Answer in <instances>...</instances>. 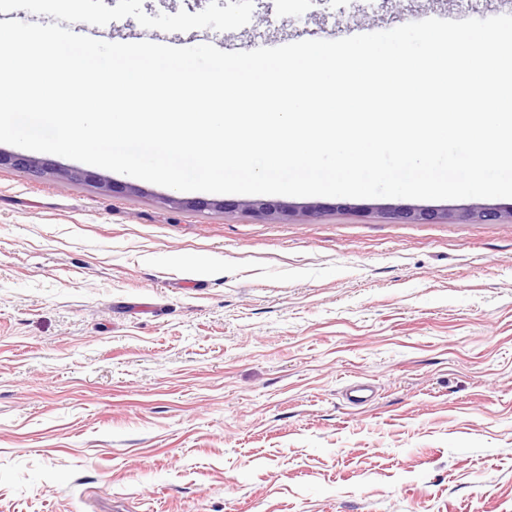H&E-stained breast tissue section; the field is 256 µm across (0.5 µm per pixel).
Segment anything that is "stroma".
Wrapping results in <instances>:
<instances>
[{
    "label": "stroma",
    "instance_id": "stroma-1",
    "mask_svg": "<svg viewBox=\"0 0 512 512\" xmlns=\"http://www.w3.org/2000/svg\"><path fill=\"white\" fill-rule=\"evenodd\" d=\"M506 14L0 0L7 20L224 52ZM37 158L52 173L0 168V512H512V198L289 196L290 217H258ZM400 206L441 218H383ZM355 381L369 402L345 400Z\"/></svg>",
    "mask_w": 512,
    "mask_h": 512
}]
</instances>
